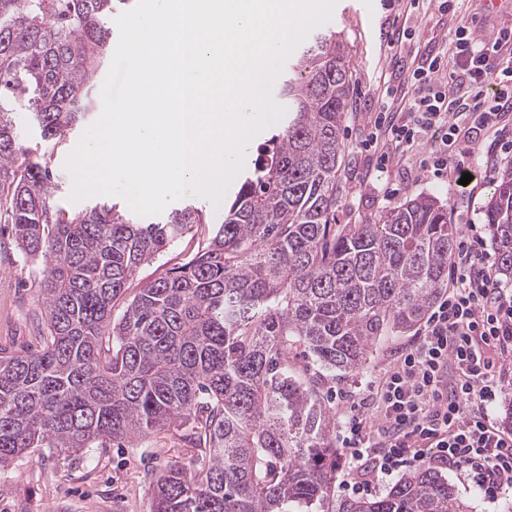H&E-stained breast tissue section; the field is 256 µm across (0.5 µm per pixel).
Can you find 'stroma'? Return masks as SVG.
I'll return each mask as SVG.
<instances>
[{
  "label": "stroma",
  "instance_id": "1",
  "mask_svg": "<svg viewBox=\"0 0 512 512\" xmlns=\"http://www.w3.org/2000/svg\"><path fill=\"white\" fill-rule=\"evenodd\" d=\"M364 0H337L330 27L345 46V61L351 75L348 118L342 135L343 151L336 180V224H371L385 210L406 199L432 195L448 208V221L457 231L466 224L484 221V207L491 196L498 170L512 163V154H500L492 169L477 170L474 191L459 188L454 180L434 181L420 172L419 161L429 145L404 153L387 167L376 165L373 152L362 142L374 131L373 109L385 88L396 81H409L428 54L449 55L459 20L474 26L512 27V7L502 6L486 13L481 0H456L455 10L443 14L436 0H391V9L370 15ZM414 31L413 39L390 50L382 39L381 27L387 15ZM404 58L406 72L393 73L391 53ZM94 106L83 122L75 125L67 140L56 147L52 159L55 179L52 195L67 211L77 213L97 202L90 196L71 201L73 178L67 160L83 133L101 113ZM199 239L186 235L167 246L153 262L139 267L126 285L127 297L134 296L146 282L180 266L197 249ZM43 266L26 257L11 236V226L0 221V348L21 352L35 348L34 325L40 315ZM416 332L397 334L380 340L366 369L359 373L326 379L324 399L333 420L342 419L347 405L335 399L336 391H350L376 380L390 367L398 351L410 347ZM179 461L195 468L203 462L195 448L183 442L175 429L149 434L131 447H117L103 440L87 450L80 463L67 455H47L31 450L23 458L0 465V512H149L150 489L147 471H160Z\"/></svg>",
  "mask_w": 512,
  "mask_h": 512
}]
</instances>
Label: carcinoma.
Returning <instances> with one entry per match:
<instances>
[{
  "label": "carcinoma",
  "mask_w": 512,
  "mask_h": 512,
  "mask_svg": "<svg viewBox=\"0 0 512 512\" xmlns=\"http://www.w3.org/2000/svg\"><path fill=\"white\" fill-rule=\"evenodd\" d=\"M130 3L0 0V207L17 247L46 259L39 348H0V464L173 426L208 465L151 475L150 512H473L430 464L383 495L330 499L324 373L363 371L380 339L422 321L448 287L456 234L429 195L336 228L350 75L335 35L294 58L278 91L286 115L215 227L194 204L140 222L116 203L71 214L51 202L48 152L22 147L13 114L30 113L46 143L65 141L92 109L112 14ZM484 217L512 280V165ZM194 230L197 251L113 320L137 269ZM298 348L317 372L297 369Z\"/></svg>",
  "instance_id": "cac0c4a2"
}]
</instances>
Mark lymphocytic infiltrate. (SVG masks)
Returning <instances> with one entry per match:
<instances>
[{"mask_svg":"<svg viewBox=\"0 0 512 512\" xmlns=\"http://www.w3.org/2000/svg\"><path fill=\"white\" fill-rule=\"evenodd\" d=\"M508 44L512 28L486 38L460 21L454 73H445L440 56L426 57L412 73L406 116L391 110L401 86H388L374 119L384 133L373 144L377 166L428 137L436 147L421 161L422 171L437 179L470 171L475 154L458 145V119L468 116L476 133L512 111V59L501 58ZM448 272L450 289L426 317L414 347L378 382L348 395L350 412L337 427V441L351 493H376L383 479L422 464L458 472L491 503L512 490V432L488 412L512 357V289L499 278L482 225H468Z\"/></svg>","mask_w":512,"mask_h":512,"instance_id":"lymphocytic-infiltrate-1","label":"lymphocytic infiltrate"}]
</instances>
